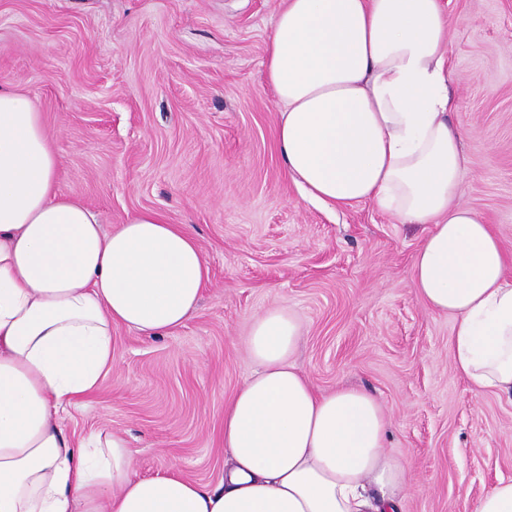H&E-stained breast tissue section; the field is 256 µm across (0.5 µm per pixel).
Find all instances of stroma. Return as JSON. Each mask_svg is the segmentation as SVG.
Instances as JSON below:
<instances>
[{
    "label": "stroma",
    "instance_id": "stroma-1",
    "mask_svg": "<svg viewBox=\"0 0 512 512\" xmlns=\"http://www.w3.org/2000/svg\"><path fill=\"white\" fill-rule=\"evenodd\" d=\"M460 201L512 252V0H443ZM281 0H0V81L33 99L61 192L104 227L152 210L189 225L209 267L200 305L161 337L112 329L111 371L67 423L123 436L138 475L217 488L224 406L254 365L247 338L292 314L299 367L320 391L358 387L387 410L408 467L399 512H475L512 477V398L475 390L451 319L412 284L427 226L370 203L310 200L278 153L263 66Z\"/></svg>",
    "mask_w": 512,
    "mask_h": 512
}]
</instances>
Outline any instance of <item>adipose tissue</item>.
<instances>
[{
  "label": "adipose tissue",
  "instance_id": "1",
  "mask_svg": "<svg viewBox=\"0 0 512 512\" xmlns=\"http://www.w3.org/2000/svg\"><path fill=\"white\" fill-rule=\"evenodd\" d=\"M448 43L441 0H283L264 63L277 145L309 197L428 225L416 293L451 318L455 371L510 395L512 259L458 202ZM58 169L31 97L0 84V512H396L408 470L386 447L384 407L356 387L317 391L278 308L253 322L257 369L224 409L218 488L138 476L114 433L72 441L66 414L111 370L113 326L168 334L209 269L189 227L155 212L104 229Z\"/></svg>",
  "mask_w": 512,
  "mask_h": 512
}]
</instances>
